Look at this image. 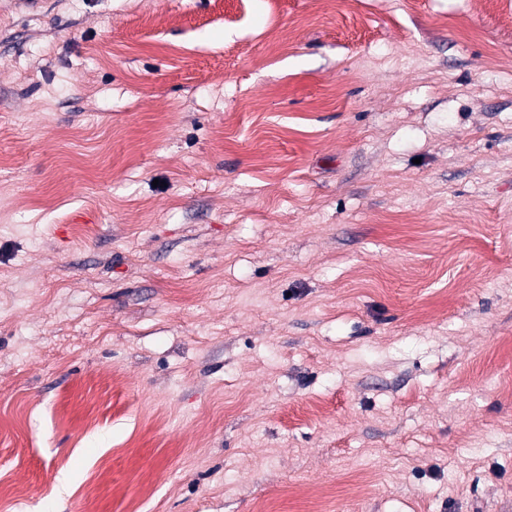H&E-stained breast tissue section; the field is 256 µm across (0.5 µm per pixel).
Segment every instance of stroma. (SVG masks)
Returning <instances> with one entry per match:
<instances>
[{"mask_svg": "<svg viewBox=\"0 0 512 512\" xmlns=\"http://www.w3.org/2000/svg\"><path fill=\"white\" fill-rule=\"evenodd\" d=\"M0 512H512V0H0Z\"/></svg>", "mask_w": 512, "mask_h": 512, "instance_id": "stroma-1", "label": "stroma"}]
</instances>
